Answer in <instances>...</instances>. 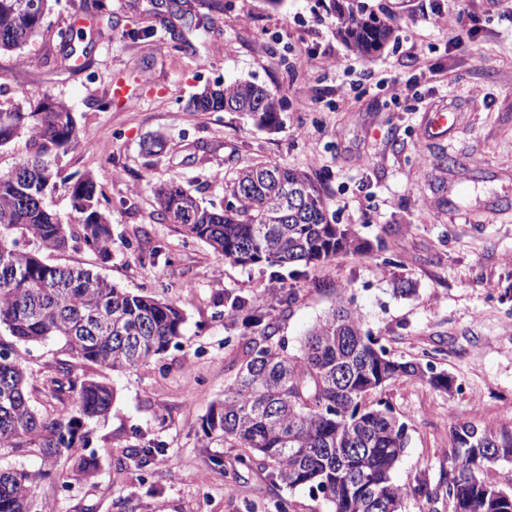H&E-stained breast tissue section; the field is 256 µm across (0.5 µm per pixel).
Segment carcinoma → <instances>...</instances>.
Returning a JSON list of instances; mask_svg holds the SVG:
<instances>
[{
    "instance_id": "cac0c4a2",
    "label": "carcinoma",
    "mask_w": 512,
    "mask_h": 512,
    "mask_svg": "<svg viewBox=\"0 0 512 512\" xmlns=\"http://www.w3.org/2000/svg\"><path fill=\"white\" fill-rule=\"evenodd\" d=\"M50 0H0V53L22 49L41 32ZM336 34L360 54L380 50L389 25L331 0ZM282 101L252 82L205 88L192 99L195 112H246L263 127L279 122ZM23 138L26 154L0 172V267L25 270L23 279L0 283V449L37 456L41 468L0 471V512H49L34 508V489L45 468L66 457L70 479L96 475L88 423L112 408L114 389L94 377L78 380L62 363L50 379L51 396L75 393L74 405L41 415L30 403V369L17 342L63 341L66 353L85 365L122 372L165 353L184 335L185 315L174 303L119 288L90 269L52 265L46 257L79 237L104 258L112 254V228L94 178L83 175L67 186L78 229L61 222L45 204L60 179L59 162L81 140L70 106L44 97L36 106L0 100V148ZM161 219L183 235L208 244L238 265L291 268L359 249L350 229L330 223L317 187L304 172L259 162L224 180L227 204L204 206L175 182L154 187ZM341 297L330 314L306 335L301 353L291 355L274 341L266 315L251 314L254 328L247 355L224 400L210 404L201 422L207 448H238V460L259 457L273 479L304 486L330 503L332 512H401L409 496L444 497L463 512H512V489L486 479L492 465L512 463V431L491 425L458 424L448 448V478L433 488L422 480L411 489L393 480L408 443L406 423L377 398L398 380L418 378L446 390L448 377L431 364L396 360L364 330Z\"/></svg>"
}]
</instances>
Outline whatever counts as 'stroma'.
<instances>
[{
    "label": "stroma",
    "instance_id": "obj_1",
    "mask_svg": "<svg viewBox=\"0 0 512 512\" xmlns=\"http://www.w3.org/2000/svg\"><path fill=\"white\" fill-rule=\"evenodd\" d=\"M209 2L107 0L101 16L89 0H55L46 30L0 56L10 96L68 102L85 143L63 157L62 173L95 177L112 224L110 259L78 241L50 263L92 269L186 317L178 345L138 368L73 362L75 375L115 391L108 417L90 427L99 470L67 483L71 463L59 459L36 499L54 512H276L281 500L294 512H330L308 488L239 465L238 449L205 447L201 420L236 376L255 306L266 305L277 340L296 354L344 294L391 356L420 363L433 350L435 370L452 378L446 391L412 378L381 394L408 426L395 480L438 484L455 425L512 430V0H470V52L449 48L447 26L426 15L432 5L451 13V0H354L393 29L370 55L337 37L322 0H223L220 11ZM61 28L80 30L73 51L61 49ZM395 77L408 85L399 95ZM238 80L282 99L276 130L242 112L189 111L204 86ZM118 82L135 106L113 98ZM437 111L448 115L439 135L429 128ZM152 135L166 141L156 156L144 150ZM443 153L457 166H438ZM264 160L307 173L330 219L350 225L366 251L294 271L241 266L158 216L156 184L179 181L219 207L225 174ZM401 280L411 294L396 292ZM17 349L32 369L35 408L51 412L42 388L66 358L61 341ZM148 446L155 458L136 470L130 455Z\"/></svg>",
    "mask_w": 512,
    "mask_h": 512
}]
</instances>
